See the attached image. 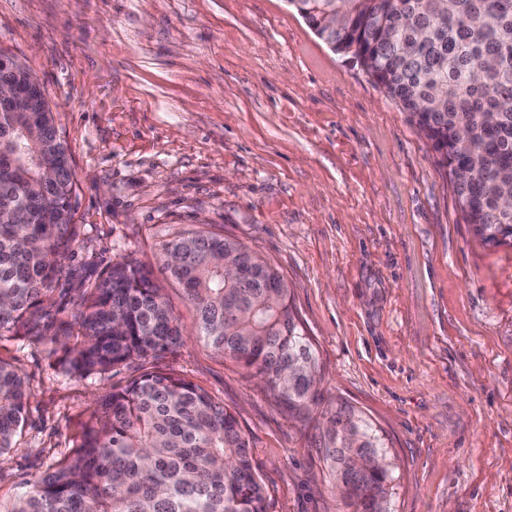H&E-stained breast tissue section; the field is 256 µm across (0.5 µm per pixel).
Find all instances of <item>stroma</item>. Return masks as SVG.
Wrapping results in <instances>:
<instances>
[{
  "label": "stroma",
  "mask_w": 512,
  "mask_h": 512,
  "mask_svg": "<svg viewBox=\"0 0 512 512\" xmlns=\"http://www.w3.org/2000/svg\"><path fill=\"white\" fill-rule=\"evenodd\" d=\"M0 54L42 84L75 173L68 264L159 266L205 230L287 281L327 399L387 437L389 512H512V244L465 224L409 112L287 0H0ZM28 389L0 512L72 450L94 398L0 336ZM232 412L267 512H354L319 447L247 371L193 338L158 361Z\"/></svg>",
  "instance_id": "1"
}]
</instances>
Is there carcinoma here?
I'll return each instance as SVG.
<instances>
[{
  "label": "carcinoma",
  "instance_id": "obj_1",
  "mask_svg": "<svg viewBox=\"0 0 512 512\" xmlns=\"http://www.w3.org/2000/svg\"><path fill=\"white\" fill-rule=\"evenodd\" d=\"M338 53L401 102L450 168L466 223L489 245L512 240V0H288ZM19 63L0 81L24 89ZM75 173L46 100L0 112V335L50 346L77 381L157 361L184 330L151 266L65 264ZM160 271L195 308L196 335L265 381L300 423L322 409L320 448L361 512H383L391 473L382 435L354 406L324 403L313 344L288 283L257 253L208 232L163 245ZM241 276L224 275V262ZM29 394L0 361V463ZM236 417L191 381L154 369L96 400L70 455L11 512H266Z\"/></svg>",
  "mask_w": 512,
  "mask_h": 512
}]
</instances>
